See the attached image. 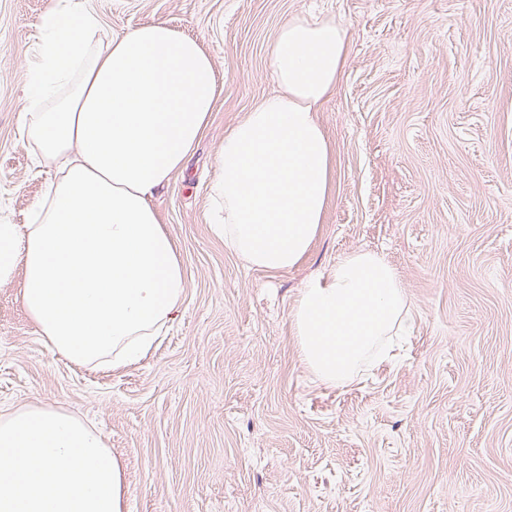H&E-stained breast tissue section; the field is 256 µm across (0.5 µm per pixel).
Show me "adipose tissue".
Listing matches in <instances>:
<instances>
[{
    "mask_svg": "<svg viewBox=\"0 0 512 512\" xmlns=\"http://www.w3.org/2000/svg\"><path fill=\"white\" fill-rule=\"evenodd\" d=\"M21 127L53 179L26 224H0V283L21 282L38 336L67 359L136 362L172 320L184 273L160 191L217 98L213 61L166 21L104 32L87 0L42 22ZM348 54L332 20H285L279 86L224 132L209 222L250 266L298 264L323 220L333 150L317 121ZM0 512H126L123 470L98 432L52 407L0 415Z\"/></svg>",
    "mask_w": 512,
    "mask_h": 512,
    "instance_id": "1",
    "label": "adipose tissue"
}]
</instances>
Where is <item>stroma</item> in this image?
Masks as SVG:
<instances>
[{
    "mask_svg": "<svg viewBox=\"0 0 512 512\" xmlns=\"http://www.w3.org/2000/svg\"><path fill=\"white\" fill-rule=\"evenodd\" d=\"M0 0V221L24 224L50 174L18 99L44 17ZM106 31L162 18L211 55L220 93L158 199L184 269L167 330L114 370L50 351L0 284V413L57 407L123 468L127 512H512V0H88ZM333 19L348 60L317 120L334 180L308 253L248 265L207 222L224 131L276 89L288 18ZM358 250L409 302L391 359L335 387L290 314Z\"/></svg>",
    "mask_w": 512,
    "mask_h": 512,
    "instance_id": "35a3bbf8",
    "label": "stroma"
}]
</instances>
